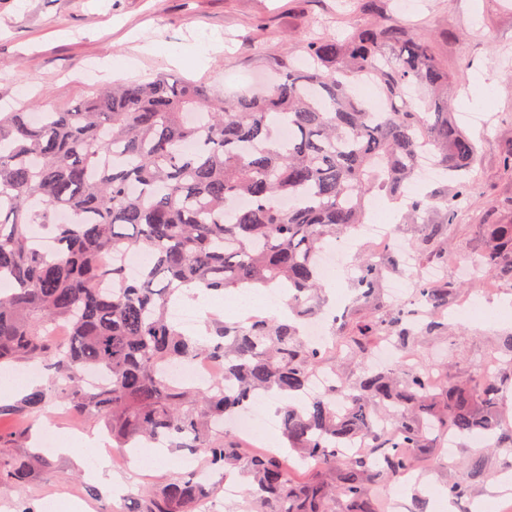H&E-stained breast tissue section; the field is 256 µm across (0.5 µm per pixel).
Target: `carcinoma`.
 Returning <instances> with one entry per match:
<instances>
[{"instance_id": "carcinoma-1", "label": "carcinoma", "mask_w": 512, "mask_h": 512, "mask_svg": "<svg viewBox=\"0 0 512 512\" xmlns=\"http://www.w3.org/2000/svg\"><path fill=\"white\" fill-rule=\"evenodd\" d=\"M307 65L278 61L279 80L266 92L227 101L189 80L157 75L145 82L103 85L67 108L46 106L35 125L26 112H0V274L18 287L0 293V364L46 362L52 385L29 392L25 413L61 402L73 416L103 419L119 448L146 439L170 448H202L207 469L241 468L262 495L255 512H383L381 493L413 474L452 432L492 433L512 448L503 401L512 386V333L496 371L467 382L440 380L421 362L391 370L364 366L372 341L392 339L404 351L409 325L439 327L456 285L419 278L411 304L381 302L362 320H339L332 345L301 338L299 320L326 289L319 255L364 223L374 196L406 200L413 220L437 212L423 253L445 263L447 224L467 200L475 142L448 111V85L459 81L403 21L375 19L345 41L302 40ZM370 77L387 102L370 112L348 79ZM292 134L283 140L279 129ZM193 141L192 152L182 149ZM457 184L451 194L406 195L420 148ZM66 212L70 220L62 221ZM475 275L512 288V220L486 219ZM150 256L128 273L124 251ZM112 253V263L104 256ZM380 264L357 265V299L375 292ZM286 288L295 319L250 315L211 319L208 339L188 335L170 305L210 293ZM362 363L353 383L337 376L346 405L332 397L296 398L311 374L336 371V350ZM205 359L224 377L205 389L168 382L159 369ZM104 369L110 384L89 388L82 373ZM277 391L287 448L313 466L293 479L279 453L250 452L222 423L261 393ZM362 447L347 453V446ZM34 459L0 451V484L27 485ZM469 479L448 484L457 503L483 476L478 458ZM209 493L181 472L142 495L138 512H194Z\"/></svg>"}]
</instances>
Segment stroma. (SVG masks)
Here are the masks:
<instances>
[{"mask_svg": "<svg viewBox=\"0 0 512 512\" xmlns=\"http://www.w3.org/2000/svg\"><path fill=\"white\" fill-rule=\"evenodd\" d=\"M386 0L390 14L403 18L428 41L443 68L464 72L461 86L450 91L451 105L460 112L478 154L471 177L475 190L448 227V268L445 278L458 284L456 300L472 298L478 314L463 320L445 317L438 332L418 336L414 353L436 364L449 381L469 379L512 332L511 321L489 322L482 309L512 304V290L490 279H471V257L479 245L477 226L494 200L512 195V176L501 166L512 146V0ZM357 0H0V108L33 109L41 101L66 107L87 97L95 80L88 65L108 59L113 65L131 57L136 45L156 40L186 53L174 66L162 57L142 58L133 77L156 73L191 78L236 98L258 89L274 73V60L288 44L316 31L343 39L367 21ZM224 40V53L204 70L188 55L193 45L211 36ZM72 434H105L104 422L59 412L55 421L39 416L19 420L12 432L11 455L43 459L34 481L19 489L0 487V512H23L63 497L83 502L88 512H133L135 494L161 484L182 470L183 458L202 466L199 450L169 449L171 464L134 468L111 467L97 478L78 467L71 456L33 444L45 428ZM484 461L483 480L474 482L469 498L451 505V512H512V452L476 448L460 442L452 461L434 459L416 472L403 491L418 496L428 512L438 506V494L452 481L468 477V462Z\"/></svg>", "mask_w": 512, "mask_h": 512, "instance_id": "1", "label": "stroma"}]
</instances>
